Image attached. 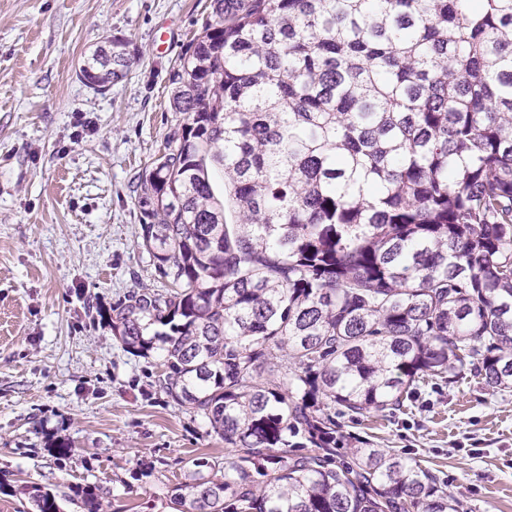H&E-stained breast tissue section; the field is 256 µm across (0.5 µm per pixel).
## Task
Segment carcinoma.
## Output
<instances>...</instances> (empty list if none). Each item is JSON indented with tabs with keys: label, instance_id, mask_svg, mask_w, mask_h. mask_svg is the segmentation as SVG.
Segmentation results:
<instances>
[{
	"label": "carcinoma",
	"instance_id": "1",
	"mask_svg": "<svg viewBox=\"0 0 512 512\" xmlns=\"http://www.w3.org/2000/svg\"><path fill=\"white\" fill-rule=\"evenodd\" d=\"M209 8L169 72L186 122L137 187L163 289L96 309L224 440L173 504L459 512L430 468L349 445L336 418L389 417L420 382L512 388V0ZM129 64L114 37L81 77L106 89Z\"/></svg>",
	"mask_w": 512,
	"mask_h": 512
}]
</instances>
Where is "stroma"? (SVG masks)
<instances>
[{
  "mask_svg": "<svg viewBox=\"0 0 512 512\" xmlns=\"http://www.w3.org/2000/svg\"><path fill=\"white\" fill-rule=\"evenodd\" d=\"M208 4L0 0V512H30V483L62 512H86V485L105 512H176L186 461L224 455L96 314L160 286L136 189L185 119L168 77ZM113 36L131 66L102 90L80 68ZM341 430L433 469L462 512H512V389L440 381Z\"/></svg>",
  "mask_w": 512,
  "mask_h": 512,
  "instance_id": "35a3bbf8",
  "label": "stroma"
}]
</instances>
